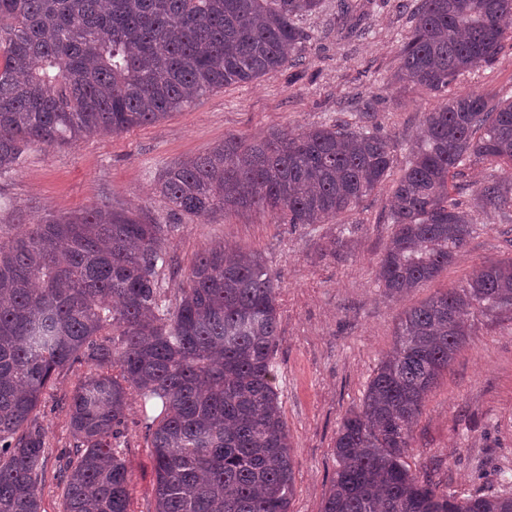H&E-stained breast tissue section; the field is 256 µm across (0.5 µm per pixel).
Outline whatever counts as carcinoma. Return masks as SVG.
<instances>
[{"label": "carcinoma", "mask_w": 512, "mask_h": 512, "mask_svg": "<svg viewBox=\"0 0 512 512\" xmlns=\"http://www.w3.org/2000/svg\"><path fill=\"white\" fill-rule=\"evenodd\" d=\"M321 0H0V174L32 146L74 144L159 122L214 89L297 65L299 17ZM397 79L445 92L495 59L512 0H414ZM227 135L166 167L170 211L269 210L323 224L390 176L395 143L369 125ZM511 173L478 205L512 209V99L452 95L427 114L393 185L378 277L402 295L451 263L475 232L449 181L472 160ZM0 228V512H41L42 394L88 367L67 404L74 440L59 474L64 512H129L121 443L130 390L162 403L146 426L155 512H290L294 462L275 386L277 284L262 257L222 244L199 254L173 307L158 263L168 226L95 207ZM512 312V259L405 313L360 407L336 434L323 512H512V494L458 499L404 465L423 403L466 341L468 319Z\"/></svg>", "instance_id": "cac0c4a2"}]
</instances>
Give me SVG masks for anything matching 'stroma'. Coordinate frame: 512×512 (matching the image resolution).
<instances>
[{"label":"stroma","instance_id":"1","mask_svg":"<svg viewBox=\"0 0 512 512\" xmlns=\"http://www.w3.org/2000/svg\"><path fill=\"white\" fill-rule=\"evenodd\" d=\"M354 2L365 36L349 35L336 17V0H323L318 12L298 20L306 39L295 67L224 86L154 124L73 145L31 147L17 171L0 176V224L105 206L168 225L166 263L158 269L168 304L176 303L196 255L211 246L262 255L279 284L274 368L294 459L290 512H322L337 467L336 433L392 348L405 311L465 284L484 262L512 258V223L472 206L476 189L499 169L473 161L450 183L452 196L473 208L476 231L466 246L408 294L391 297L380 285L393 181L417 147L427 112L444 105L447 93L394 82L412 25L403 0L377 7ZM450 92L492 103L512 97V29L496 58L458 76ZM365 105L393 137L396 161L390 180L338 221L293 226L256 209L184 217L156 191L166 166L205 154L225 134L252 140L273 130L354 124ZM85 372L79 365L64 371L41 398L38 423L47 442L41 512H63L57 472L73 447L65 404ZM159 412L130 396L120 445L131 471L129 512H155L146 423ZM413 437L406 457L412 473L430 476L459 498L512 493V314L474 319L467 342L429 393Z\"/></svg>","mask_w":512,"mask_h":512}]
</instances>
